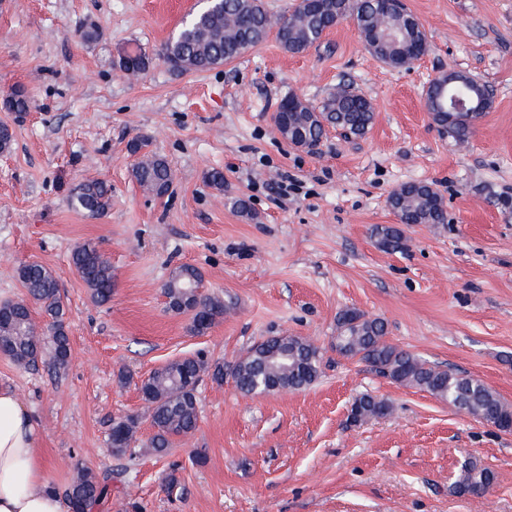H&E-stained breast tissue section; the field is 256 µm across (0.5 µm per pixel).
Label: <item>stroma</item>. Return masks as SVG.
<instances>
[{
    "label": "stroma",
    "instance_id": "1",
    "mask_svg": "<svg viewBox=\"0 0 512 512\" xmlns=\"http://www.w3.org/2000/svg\"><path fill=\"white\" fill-rule=\"evenodd\" d=\"M405 2L428 50L403 68L374 57L345 21L301 53L271 37L179 75L160 53L196 0H0V121L13 133L0 153V301L25 298L20 263L51 268L73 350L60 374L0 355V386L37 420L44 486L64 490L81 464L111 473L107 512L134 502L143 512H512V432L334 347L338 314L356 309L384 321L390 343L512 404V0ZM89 26L96 40L80 38ZM129 45L151 59L134 79L116 67ZM449 71L493 91L463 141L442 136L426 106ZM343 85L370 100L369 131L348 140L331 129L317 152L291 148L272 119L280 102L318 105ZM17 89L29 102L20 118L3 107ZM136 138L171 166L163 197L132 177ZM214 168L223 190L204 179ZM281 171L294 182L285 195ZM89 180L112 189L104 215L69 206ZM415 181L437 191L448 221L405 226V249L383 251L374 229L396 223L388 199ZM85 242L112 264L103 305L70 260ZM181 265L231 305L206 333L167 307L163 284ZM285 334L321 347L312 386L246 396L203 376L195 432L167 455L149 448L139 387L153 369L199 351L229 367ZM364 394L391 410L351 423ZM126 415L140 420L137 443L116 457L112 423ZM469 459L494 474L484 496L454 488Z\"/></svg>",
    "mask_w": 512,
    "mask_h": 512
}]
</instances>
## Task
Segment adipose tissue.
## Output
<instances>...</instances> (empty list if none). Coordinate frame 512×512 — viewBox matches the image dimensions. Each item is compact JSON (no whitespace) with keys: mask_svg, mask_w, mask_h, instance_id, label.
Segmentation results:
<instances>
[{"mask_svg":"<svg viewBox=\"0 0 512 512\" xmlns=\"http://www.w3.org/2000/svg\"><path fill=\"white\" fill-rule=\"evenodd\" d=\"M44 467L31 413L0 388V512H69L60 495L42 488Z\"/></svg>","mask_w":512,"mask_h":512,"instance_id":"adipose-tissue-1","label":"adipose tissue"}]
</instances>
